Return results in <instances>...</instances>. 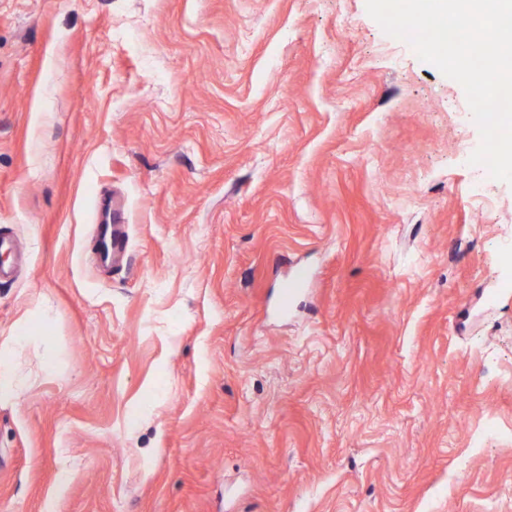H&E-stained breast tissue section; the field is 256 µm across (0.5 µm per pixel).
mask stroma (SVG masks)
I'll list each match as a JSON object with an SVG mask.
<instances>
[{
	"label": "stroma",
	"instance_id": "obj_1",
	"mask_svg": "<svg viewBox=\"0 0 512 512\" xmlns=\"http://www.w3.org/2000/svg\"><path fill=\"white\" fill-rule=\"evenodd\" d=\"M480 142L366 0H0V512H512Z\"/></svg>",
	"mask_w": 512,
	"mask_h": 512
}]
</instances>
